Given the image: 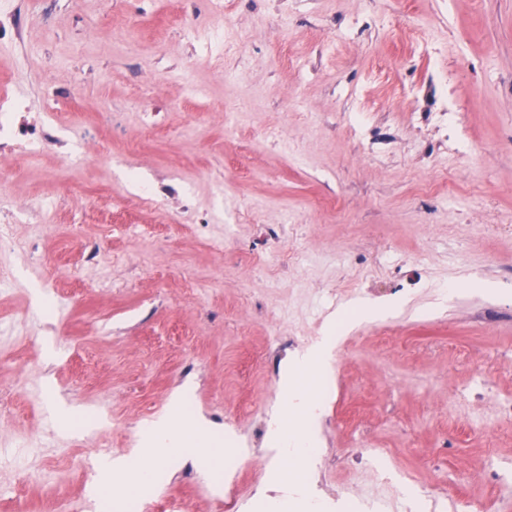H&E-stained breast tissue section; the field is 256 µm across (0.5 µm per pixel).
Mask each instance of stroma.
<instances>
[{
	"instance_id": "35a3bbf8",
	"label": "stroma",
	"mask_w": 512,
	"mask_h": 512,
	"mask_svg": "<svg viewBox=\"0 0 512 512\" xmlns=\"http://www.w3.org/2000/svg\"><path fill=\"white\" fill-rule=\"evenodd\" d=\"M223 2L22 0L27 53L0 33L14 128L56 138L0 152V512H224L190 462L95 493L99 459L140 455L187 383L236 512H270L282 367L325 336L298 377L320 420L295 498L512 512V0ZM354 98L382 112L357 132ZM456 135L483 154L461 159Z\"/></svg>"
}]
</instances>
